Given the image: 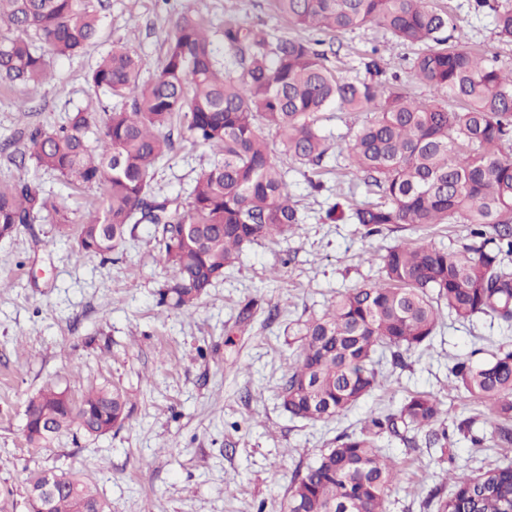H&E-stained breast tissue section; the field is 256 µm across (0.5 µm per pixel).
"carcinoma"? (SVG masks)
I'll return each mask as SVG.
<instances>
[{"label": "carcinoma", "instance_id": "1", "mask_svg": "<svg viewBox=\"0 0 512 512\" xmlns=\"http://www.w3.org/2000/svg\"><path fill=\"white\" fill-rule=\"evenodd\" d=\"M296 29L320 33L377 27L422 50L416 77L448 97L455 109L417 101L374 78L342 77L306 37H273L230 16L222 39L241 68L218 59L208 25L192 10L173 24L157 73L141 78L143 59L129 43L102 55L88 81L118 104L96 115L79 110L66 124L31 134L36 166L71 186L102 190L98 206L77 225L80 254L105 257L130 224L162 227V259L172 272L160 304L191 308L243 248L294 232L302 219L291 201L288 171L271 156L264 134L282 139L288 158L318 167L330 150L318 114L332 107L376 112L349 144L351 165L382 202H336L325 218H349L371 232L389 225L424 227L461 218L478 246L395 245L382 258L381 281L348 289L320 315L297 324L288 347L297 353L280 393L283 409L312 423L347 415L382 380L379 356L432 344L440 306L465 323L479 315L512 326V70L467 43L448 44L453 16L431 0H273ZM489 9L498 35L512 39V0H471ZM104 0H0V85L36 88L53 77L55 58L82 53L96 38ZM187 120L189 137L214 153L183 206L155 193V165L175 148L168 128ZM41 212L62 219L56 199L25 182L0 183V237ZM456 388L489 403L500 444L512 446V348L481 360L458 359ZM127 392L100 385L79 400L47 385L25 406L24 436L41 448L75 429L99 437L131 415ZM448 411L429 392L404 398L395 414H371L336 437L305 470L296 471L280 512H384L398 471L377 444L384 433L424 431L429 444L448 442ZM46 471L27 477L36 508ZM49 512H110L80 471L59 473ZM454 492L439 512H512V466L453 474Z\"/></svg>", "mask_w": 512, "mask_h": 512}]
</instances>
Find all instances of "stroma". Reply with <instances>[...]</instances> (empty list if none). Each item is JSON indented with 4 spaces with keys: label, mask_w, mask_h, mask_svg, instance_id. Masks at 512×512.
Returning <instances> with one entry per match:
<instances>
[{
    "label": "stroma",
    "mask_w": 512,
    "mask_h": 512,
    "mask_svg": "<svg viewBox=\"0 0 512 512\" xmlns=\"http://www.w3.org/2000/svg\"><path fill=\"white\" fill-rule=\"evenodd\" d=\"M457 16L455 40L469 43L500 66L512 68V44L501 41L489 12H469L467 0H434ZM212 30L225 17L280 35L290 32L273 0H107L96 42L76 57L53 62L41 90L0 87V181H24L61 202L73 223L93 210L97 188L72 189L54 173L21 164L34 130L65 123L77 110L110 106L87 80L100 54L132 39L144 61L143 77L159 68L184 9ZM327 64L349 75L360 57L380 47L383 81L418 100L444 102L443 93L418 81L416 48L376 28L326 36ZM368 112L329 109L319 124L331 148L313 192L296 165L288 190L302 223L294 233L246 246L240 260L197 304L183 311L162 305L170 272L160 256L154 225L138 224L109 257L81 255L73 235L51 215L0 239V500L8 512H28L25 478L33 471L83 470L111 512H277L292 472L312 462L343 430L360 428L370 413H391L410 393L426 391L450 416L475 417L483 447L450 431L447 453L383 435L379 444L399 477L388 491L386 512H438L454 491L449 472L478 474L512 463V447L497 446L489 405L456 389L452 363L474 349L512 343L508 328L488 316L462 324L443 317L432 347L404 354L403 366H385L386 382L341 421L310 423L280 405L288 376V340L296 324L322 314L337 292L378 282L388 247L422 241L439 247L473 244L466 224L382 229L370 235L359 224L324 222L338 192L370 201L346 145L371 120ZM185 119L171 126L174 151L156 166L154 188L186 201L213 156L192 145ZM73 397L103 383L122 386L134 410L118 431L94 438L66 432L43 448L25 440L26 400L46 384ZM436 498H429L431 488Z\"/></svg>",
    "instance_id": "35a3bbf8"
}]
</instances>
